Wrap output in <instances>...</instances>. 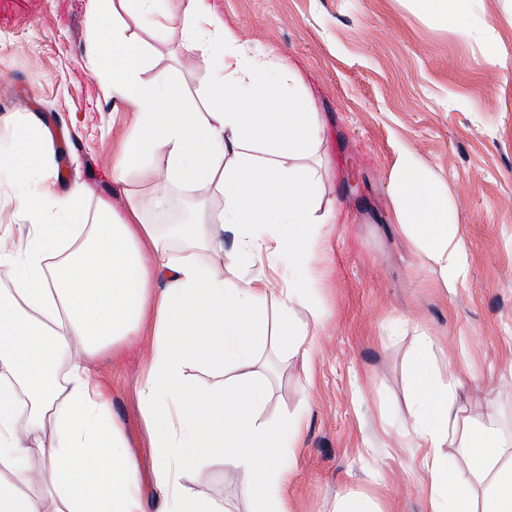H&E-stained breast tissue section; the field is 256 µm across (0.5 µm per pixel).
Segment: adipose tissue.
<instances>
[{
    "instance_id": "ef3b65f1",
    "label": "adipose tissue",
    "mask_w": 512,
    "mask_h": 512,
    "mask_svg": "<svg viewBox=\"0 0 512 512\" xmlns=\"http://www.w3.org/2000/svg\"><path fill=\"white\" fill-rule=\"evenodd\" d=\"M118 26L87 32V51L112 74V94L136 121L114 169L126 208L102 203L95 221L84 189L59 194L39 135L15 131L0 177L19 185L18 236L0 235V512H145L138 466L93 361L151 333L139 398L151 432L160 512H224L181 479L220 468L250 493L249 512H290L282 491L301 445L300 417L265 418L267 350L310 373L325 309L316 258L334 214L323 202L322 119L298 72L241 43L211 0H112ZM182 29L186 59L207 77L208 109L175 90L170 73L144 80L146 34ZM164 158L161 167L151 166ZM393 220L419 263L445 287L462 283L467 257L447 188L406 147L388 175ZM223 199L213 208L211 193ZM156 256L154 265L144 250ZM404 437L421 452L428 512H512V460L501 432L459 438L454 368H435L432 339L414 328ZM220 368L199 385L190 365ZM463 442L467 474L445 448Z\"/></svg>"
}]
</instances>
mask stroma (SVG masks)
Wrapping results in <instances>:
<instances>
[{
	"label": "stroma",
	"mask_w": 512,
	"mask_h": 512,
	"mask_svg": "<svg viewBox=\"0 0 512 512\" xmlns=\"http://www.w3.org/2000/svg\"><path fill=\"white\" fill-rule=\"evenodd\" d=\"M242 41L296 68L325 127L336 210L316 293L327 317L312 377L272 356L267 416L303 420L285 489L292 512H336L357 495L378 512H424L419 453L396 447L410 396L409 321L431 336L433 363L454 365L469 422L494 405L512 449V0H479L469 37L415 11L412 0H213ZM90 0H0V132L37 119L59 193L86 189L84 206L125 204L112 169L134 115L112 97L87 55ZM146 77L178 69L182 94L204 101L203 70L180 65L181 32L150 36ZM411 145L445 184L468 256L465 281L444 287L390 221L395 146ZM152 339L96 354L112 414L133 442L146 512L161 502L139 387ZM189 492L246 512L247 489L222 469L183 480Z\"/></svg>",
	"instance_id": "35a3bbf8"
}]
</instances>
